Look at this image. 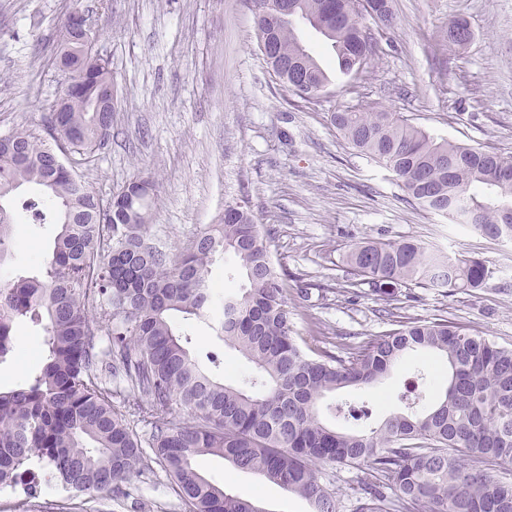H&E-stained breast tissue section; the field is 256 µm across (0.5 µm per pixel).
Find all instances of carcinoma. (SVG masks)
Returning a JSON list of instances; mask_svg holds the SVG:
<instances>
[{
  "label": "carcinoma",
  "instance_id": "carcinoma-1",
  "mask_svg": "<svg viewBox=\"0 0 512 512\" xmlns=\"http://www.w3.org/2000/svg\"><path fill=\"white\" fill-rule=\"evenodd\" d=\"M276 9L257 24L260 41L274 47L283 70L275 76L305 100L330 76L296 35L303 23L321 34L348 75L375 54L355 0H273ZM61 74L79 73L65 101L44 121L49 146L36 129L0 137V268L12 258L16 225L59 224L53 250L38 275L0 283V360L15 349L22 318L44 333L46 356L25 383L0 391V486L36 498L34 464L78 492L127 498L130 477L143 462L142 441L113 401L103 371L122 378L130 409L151 429L147 441L172 478L188 512H266L232 494L196 468L215 455L303 498L308 512H342L319 467L365 468L353 512H512V481L492 474L512 463V348L446 319L411 321L359 346L347 358L307 353L288 309V273L276 271L267 233L253 212L227 204L219 224L199 230L178 258L148 243L154 185L129 182L104 199L77 173L104 149L113 113L95 111L112 84L109 62L86 59L77 26L65 25L57 51ZM332 124L361 154L384 165L412 202L467 224L490 239L512 242V155L437 139L397 112L375 108L331 113ZM36 184L43 197L10 205L14 192ZM229 252L247 280L241 292H212L211 266ZM350 287L481 288L493 271L485 261L451 256L414 240L365 241L347 255ZM216 339L253 365L243 384L217 378L222 354L193 349L173 318L208 322ZM101 310L103 327L93 311ZM419 352L448 364V384L423 404L422 376L401 395L405 411L376 427L352 430L366 407L319 403L346 388L381 383ZM191 421L176 424L177 406Z\"/></svg>",
  "mask_w": 512,
  "mask_h": 512
}]
</instances>
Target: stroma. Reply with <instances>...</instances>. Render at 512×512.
Listing matches in <instances>:
<instances>
[{
	"label": "stroma",
	"instance_id": "1",
	"mask_svg": "<svg viewBox=\"0 0 512 512\" xmlns=\"http://www.w3.org/2000/svg\"><path fill=\"white\" fill-rule=\"evenodd\" d=\"M75 9L99 35L116 109L109 144L78 171L104 198L151 177L150 243L178 256L226 204L244 201L268 233L273 261L310 287L306 298L289 292L288 308L312 347L342 356L398 325L437 318L512 347V243L417 207L330 123L338 109L372 106L432 135L512 155V0H393L392 27L370 28L378 50L367 73L332 78L316 104L280 85L246 0H0V137L41 124L59 99L56 51ZM456 20L473 33L462 49L448 43ZM56 234L52 223L17 225L0 280L37 274ZM403 239L484 260L494 276L454 292L403 286L380 296L365 284L348 287L344 256L353 244ZM15 336V353L0 362L1 391L24 383L43 354V335L30 323ZM443 364L428 353L375 388L336 397L368 402L376 424L401 411L398 396L414 373ZM197 467L266 512H308L305 501L221 457H199ZM130 484L131 498L112 499L45 480L32 505L186 512L153 454Z\"/></svg>",
	"mask_w": 512,
	"mask_h": 512
}]
</instances>
